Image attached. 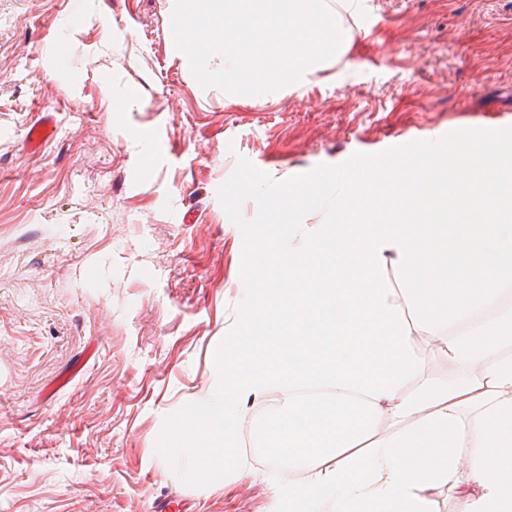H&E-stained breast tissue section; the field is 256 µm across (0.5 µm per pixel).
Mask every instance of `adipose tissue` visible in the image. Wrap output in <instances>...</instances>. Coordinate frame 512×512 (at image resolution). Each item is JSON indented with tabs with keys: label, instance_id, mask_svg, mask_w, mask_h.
<instances>
[{
	"label": "adipose tissue",
	"instance_id": "adipose-tissue-1",
	"mask_svg": "<svg viewBox=\"0 0 512 512\" xmlns=\"http://www.w3.org/2000/svg\"><path fill=\"white\" fill-rule=\"evenodd\" d=\"M336 181L335 223L227 337L186 456L235 471L246 403L278 387L263 437L288 462L285 512H433L440 487L512 512V132L428 136ZM257 205L287 222L323 201L298 187ZM420 337L446 379L421 377Z\"/></svg>",
	"mask_w": 512,
	"mask_h": 512
}]
</instances>
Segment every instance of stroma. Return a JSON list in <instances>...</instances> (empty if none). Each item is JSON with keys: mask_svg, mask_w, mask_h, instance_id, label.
<instances>
[{"mask_svg": "<svg viewBox=\"0 0 512 512\" xmlns=\"http://www.w3.org/2000/svg\"><path fill=\"white\" fill-rule=\"evenodd\" d=\"M173 9L0 0V512H276L257 430L283 391L249 406L230 478L164 447L287 243L331 220L291 238L253 197H332L336 171L424 134L512 127V0H367L339 60L264 98L202 87Z\"/></svg>", "mask_w": 512, "mask_h": 512, "instance_id": "obj_1", "label": "stroma"}]
</instances>
